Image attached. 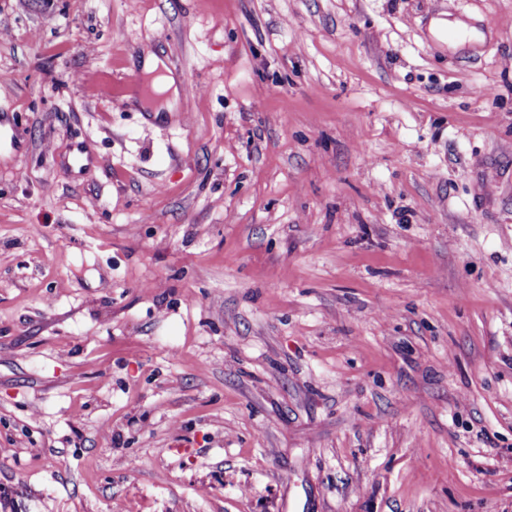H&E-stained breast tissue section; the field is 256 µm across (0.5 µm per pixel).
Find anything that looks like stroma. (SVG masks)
Masks as SVG:
<instances>
[{
	"label": "stroma",
	"mask_w": 512,
	"mask_h": 512,
	"mask_svg": "<svg viewBox=\"0 0 512 512\" xmlns=\"http://www.w3.org/2000/svg\"><path fill=\"white\" fill-rule=\"evenodd\" d=\"M0 110V512H512V0H0ZM160 64H162L166 72L165 74H156L154 79V86L158 93H165L170 95L171 100L167 101L166 106L165 108L163 107V109L164 111L172 112L173 103L176 101L179 95V87L176 78L171 74L170 70H168L164 64L155 55L152 54H149L144 59L143 68L145 73L152 74L160 71Z\"/></svg>",
	"instance_id": "stroma-1"
}]
</instances>
